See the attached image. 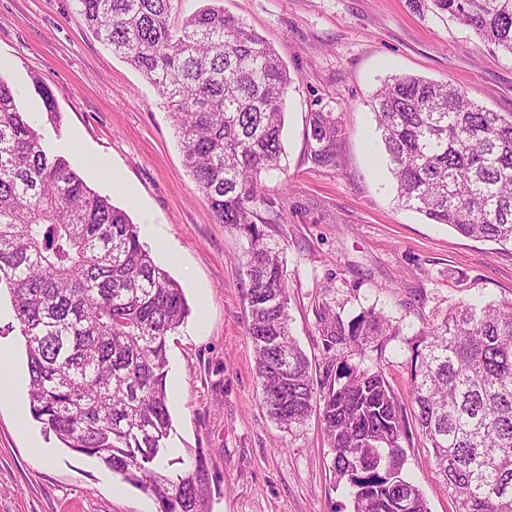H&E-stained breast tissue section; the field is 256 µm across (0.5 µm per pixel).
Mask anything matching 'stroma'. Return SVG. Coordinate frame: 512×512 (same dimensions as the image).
<instances>
[{"label": "stroma", "instance_id": "stroma-1", "mask_svg": "<svg viewBox=\"0 0 512 512\" xmlns=\"http://www.w3.org/2000/svg\"><path fill=\"white\" fill-rule=\"evenodd\" d=\"M270 42L295 82L286 101L285 154L264 176L285 218L265 234L286 239L291 334L315 382L346 367L382 369L408 402L421 332L459 301L512 300V247L467 238L396 200L370 102L385 80L415 75L465 89L481 106L512 112V57L431 0H220ZM0 77L44 134L97 193L140 229L182 288L190 313L168 341L171 458L190 468L199 448L213 476L209 512H352L320 423L286 432L260 402L246 335L247 241L218 224L186 167L165 100L86 29L74 0H0ZM56 107L47 112L42 91ZM317 112L336 122L332 162L315 164L307 131ZM110 162L130 194L95 173ZM344 320L367 311L395 331L378 344L326 352L315 305ZM0 345L20 379L0 399V512H156L154 500L97 459L65 448L40 423L17 424L29 403L24 340L0 294ZM402 446L406 475L430 512H455L417 427Z\"/></svg>", "mask_w": 512, "mask_h": 512}]
</instances>
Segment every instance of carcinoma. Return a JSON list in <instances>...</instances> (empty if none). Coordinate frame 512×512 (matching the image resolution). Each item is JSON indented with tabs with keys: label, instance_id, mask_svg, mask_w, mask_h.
<instances>
[{
	"label": "carcinoma",
	"instance_id": "cac0c4a2",
	"mask_svg": "<svg viewBox=\"0 0 512 512\" xmlns=\"http://www.w3.org/2000/svg\"><path fill=\"white\" fill-rule=\"evenodd\" d=\"M96 39L163 96L199 192L248 241L247 336L261 403L281 428L314 415L349 485L353 512H428L403 474L408 420L428 443L456 512H512V301L458 302L422 332L406 409L379 370L314 384L290 331L285 248L257 227L271 206L262 176L281 169L294 78L239 19L208 4L170 22L172 0H75ZM486 46L512 56V0H432ZM372 109L401 206L462 235L512 245V112L449 83L396 76ZM308 140L333 160L336 122L318 112ZM25 341L30 414L71 451L96 457L151 496L157 512H208L211 474H166L172 430L168 339L188 316L182 288L138 226L93 191L0 79V284ZM327 351L361 348L393 325L369 311L346 322L316 308Z\"/></svg>",
	"mask_w": 512,
	"mask_h": 512
}]
</instances>
